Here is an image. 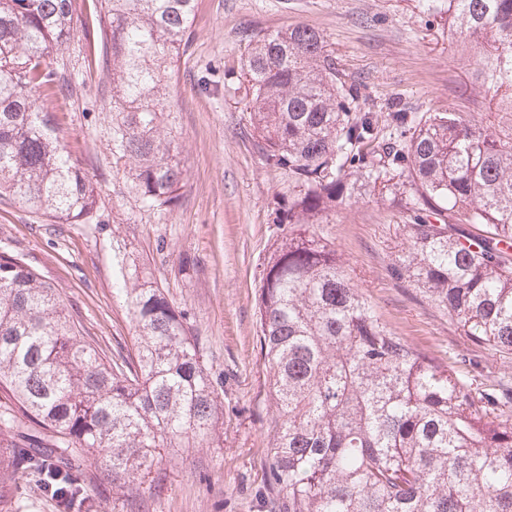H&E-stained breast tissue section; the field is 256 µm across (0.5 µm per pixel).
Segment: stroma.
<instances>
[{"label": "stroma", "instance_id": "stroma-1", "mask_svg": "<svg viewBox=\"0 0 512 512\" xmlns=\"http://www.w3.org/2000/svg\"><path fill=\"white\" fill-rule=\"evenodd\" d=\"M304 25L320 32L358 107L385 118L456 108L492 116L475 73L448 40V0H196L189 47L168 97L170 133L187 183L175 208L142 202L112 150L111 70L103 45L83 36L54 51L69 87L53 107L60 135L98 195L91 216L56 224L0 200V254H21L56 288L107 351L134 327L112 284L124 277L162 288L184 311L212 377L224 384V417L212 443L179 448L147 476L143 512H267L266 448L278 415L260 351V271L288 227L273 221L295 184L258 152L243 54L259 33ZM406 216L381 196H355L316 232L332 241L351 282L408 344L479 388L512 385V354L475 348L456 321L390 273L407 247Z\"/></svg>", "mask_w": 512, "mask_h": 512}]
</instances>
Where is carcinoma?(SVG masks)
Instances as JSON below:
<instances>
[{"mask_svg":"<svg viewBox=\"0 0 512 512\" xmlns=\"http://www.w3.org/2000/svg\"><path fill=\"white\" fill-rule=\"evenodd\" d=\"M74 0H0V198L76 224L94 188L32 96L57 94L51 55L77 34ZM195 0H100L94 45L110 36L113 153L149 207L167 211L186 173L163 127ZM448 37L474 48L497 125L456 109L418 117L357 111L359 88L324 37L260 33L244 68L265 161L296 193L275 209L288 237L261 271L257 314L278 409L267 483L285 512H512V387L474 388L416 351L351 284L313 225L355 195L403 203L409 245L395 279L418 288L477 347L512 353V0H448ZM135 328L107 356L19 254H0V487L23 475L59 512H112L146 497L162 448L203 446L224 415L186 315L152 285L115 288ZM102 460L93 476L82 459Z\"/></svg>","mask_w":512,"mask_h":512,"instance_id":"obj_1","label":"carcinoma"}]
</instances>
